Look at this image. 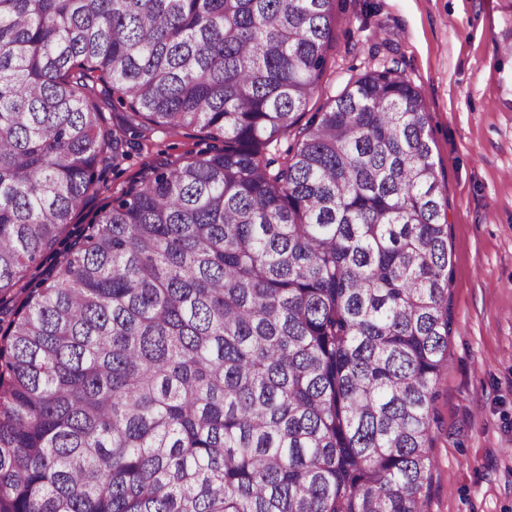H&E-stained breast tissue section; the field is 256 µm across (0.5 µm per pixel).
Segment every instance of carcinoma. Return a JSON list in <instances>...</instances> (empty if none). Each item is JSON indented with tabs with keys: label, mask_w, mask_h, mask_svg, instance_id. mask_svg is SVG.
I'll return each instance as SVG.
<instances>
[{
	"label": "carcinoma",
	"mask_w": 512,
	"mask_h": 512,
	"mask_svg": "<svg viewBox=\"0 0 512 512\" xmlns=\"http://www.w3.org/2000/svg\"><path fill=\"white\" fill-rule=\"evenodd\" d=\"M336 0H0V512H426L448 224L394 67L305 124ZM132 124L104 126L100 99ZM145 134L147 140L144 141V148L140 154L134 153V156L125 161L119 168L112 169V165L100 168L101 181L108 189L90 199L85 209L73 217L70 225L71 230H77L91 223L104 203L110 201L113 196L118 195L122 189H125L137 179L143 162L173 160L186 152L206 151L213 144L200 131L191 130L167 134L147 131Z\"/></svg>",
	"instance_id": "1"
}]
</instances>
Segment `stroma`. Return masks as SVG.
Returning a JSON list of instances; mask_svg holds the SVG:
<instances>
[{
	"label": "stroma",
	"instance_id": "35a3bbf8",
	"mask_svg": "<svg viewBox=\"0 0 512 512\" xmlns=\"http://www.w3.org/2000/svg\"><path fill=\"white\" fill-rule=\"evenodd\" d=\"M397 67L421 90L448 202L453 325L436 380L429 512H512V0H339L329 70L308 112L352 75ZM204 133H148L140 154L102 167L104 192L147 161L208 150Z\"/></svg>",
	"mask_w": 512,
	"mask_h": 512
}]
</instances>
